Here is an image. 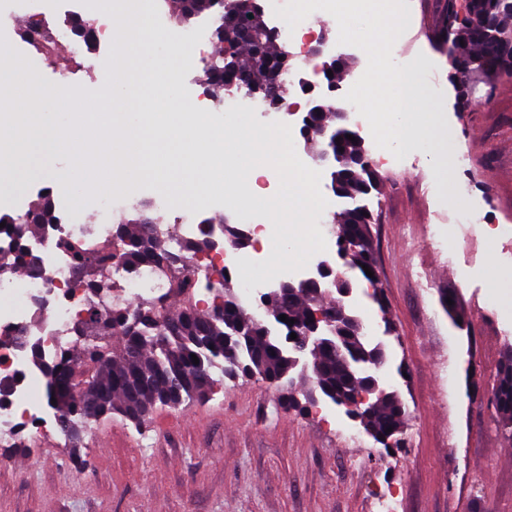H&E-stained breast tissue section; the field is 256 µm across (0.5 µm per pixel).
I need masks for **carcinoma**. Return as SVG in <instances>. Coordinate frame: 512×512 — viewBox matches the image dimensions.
I'll list each match as a JSON object with an SVG mask.
<instances>
[{
	"mask_svg": "<svg viewBox=\"0 0 512 512\" xmlns=\"http://www.w3.org/2000/svg\"><path fill=\"white\" fill-rule=\"evenodd\" d=\"M171 6L176 23L185 29L205 13L213 20L220 50L206 65L209 86L224 88L230 67L241 72L239 83L250 94L268 92L274 82L281 88L288 84L286 75L296 66L290 64L282 70L254 67L253 45L237 40V25L246 23L261 38L267 59L277 61L285 56L264 16L252 10L249 0H236L232 14L226 11L225 0H171ZM448 29L457 66L485 74L490 85L498 72L512 71V0H466L465 11L439 16V36ZM345 66L340 55L323 63L328 88H336ZM308 115L316 127L309 140L312 155L331 169L333 194L348 200L347 207L333 213L336 247L348 251L339 286L333 290L286 286L271 298H260L265 309V316L260 317L244 308L224 273L213 271L202 279L188 277L156 229L141 217L115 225L108 243L72 246L80 286L89 296L88 318L78 325L77 333L95 340L69 351L65 362L47 367L49 398L54 400L61 431L71 447H79L85 434L103 419L140 426L158 404L178 408L209 396L217 383L213 377L217 369L227 377H251L288 391V407L300 413L321 401L342 407L364 392L367 402L358 413L359 424L384 448L401 447L406 410L400 395L380 385L369 387L365 366L376 359L374 345L353 311L327 301L333 291L354 284L346 275L351 271L370 285L371 299L383 307L377 278L367 276L363 269L365 265L373 272L377 269L368 200L378 190L379 176L369 150L349 127L348 117L337 112L331 101H315ZM349 135L353 139H347ZM2 222L24 224L35 233L39 225L57 224L59 219L53 197L47 193L22 216L0 215ZM22 256L21 250L14 261L0 255V276L23 268ZM109 262L133 269L166 266L170 275L167 293L133 303L116 297L109 310L101 312L94 301L97 278ZM203 290L214 298L209 309L199 307L196 301ZM447 297L448 292L441 294V305L461 329L466 318L457 304L447 303ZM315 310L325 317L322 336L312 337L306 344L291 340L292 333L308 329ZM282 314L294 323L281 321ZM193 354L199 363H193ZM296 369L312 372L320 397L311 392L295 393L290 373ZM493 406L499 427L512 440V347L498 370Z\"/></svg>",
	"mask_w": 512,
	"mask_h": 512,
	"instance_id": "cac0c4a2",
	"label": "carcinoma"
}]
</instances>
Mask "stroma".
Masks as SVG:
<instances>
[{"label": "stroma", "mask_w": 512, "mask_h": 512, "mask_svg": "<svg viewBox=\"0 0 512 512\" xmlns=\"http://www.w3.org/2000/svg\"><path fill=\"white\" fill-rule=\"evenodd\" d=\"M443 3L406 0L400 61L417 62L444 125L470 149L476 176L464 206L472 221H439L448 197L425 152L378 166L372 233L384 302L343 299L386 349L378 375L408 412L403 447L386 453L343 409L321 403L297 413L263 383L223 377L209 400L155 409L140 427L96 423L79 469L59 433L0 447V512H372V499L393 486L403 512H512V441L491 405L512 345V305L493 301L487 288L490 266L512 274V232L485 233L512 216V76L459 107L435 31ZM21 35L0 34V97L10 108L33 95L26 76L7 66L26 55ZM136 39L133 28L113 32L92 67L52 43L38 57L39 79L51 87L67 72L72 86L58 92L54 112L109 111L113 83L132 78L126 48ZM71 165L68 154L46 158L31 143L15 165L20 187L0 194V213L30 207L46 170ZM445 290L466 311L468 329L451 323L440 304Z\"/></svg>", "instance_id": "35a3bbf8"}]
</instances>
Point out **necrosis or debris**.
Instances as JSON below:
<instances>
[{
    "label": "necrosis or debris",
    "instance_id": "necrosis-or-debris-1",
    "mask_svg": "<svg viewBox=\"0 0 512 512\" xmlns=\"http://www.w3.org/2000/svg\"><path fill=\"white\" fill-rule=\"evenodd\" d=\"M39 0H19V9L30 15L51 20L60 41L69 43L73 51L82 44L73 40L70 22L74 15L88 7L89 0H67L65 6L53 11H39ZM141 193H133L113 201L111 211L98 212L93 223H86L76 212H68L65 221L43 225L34 235L18 234L15 225L0 228V252L24 249L28 257L38 262L36 274L21 277H0V380L9 388L0 393V446L13 442L20 435L41 437L58 429V417L42 390L48 385V373L31 357V346H38L44 361H58L75 344L74 328L86 319L88 295L80 288L75 276V263L65 242L88 244L111 240V212L136 208ZM258 225L248 227L250 241L241 247L228 242L219 255L209 256L183 251L186 241L201 235L215 236L216 225L199 220L195 209L183 211L178 223L160 227L166 248L182 253L184 269L190 274H203L211 269L227 272L240 280L244 297H258L262 284L242 280V268L261 263L265 249L257 235ZM99 300L108 304L113 293L131 300L143 296L163 295L166 290L164 269L152 267L132 273L121 266H108L99 280Z\"/></svg>",
    "mask_w": 512,
    "mask_h": 512
}]
</instances>
